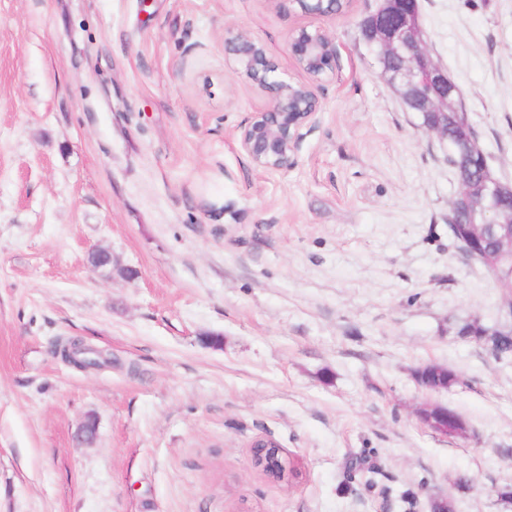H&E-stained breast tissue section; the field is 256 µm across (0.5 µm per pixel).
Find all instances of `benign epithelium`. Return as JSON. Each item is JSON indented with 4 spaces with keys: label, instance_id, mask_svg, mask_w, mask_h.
Wrapping results in <instances>:
<instances>
[{
    "label": "benign epithelium",
    "instance_id": "7a95c632",
    "mask_svg": "<svg viewBox=\"0 0 512 512\" xmlns=\"http://www.w3.org/2000/svg\"><path fill=\"white\" fill-rule=\"evenodd\" d=\"M280 8L296 7L302 15L329 18L338 15L334 0H274ZM366 45L378 54V62L389 84L406 108L422 114V127L428 132L448 130V113L458 116L459 132L449 144L458 154L466 172L454 199V223L465 225L462 258L488 252L493 262L509 265L512 278V185L484 174L485 154L471 130L468 112L457 85L432 56L426 46V31L420 13V0H380L378 8L360 22ZM288 51L296 66L308 76L298 82L278 73L266 46L246 31L225 39V53L236 69L253 80L266 96L265 107L252 113L238 129L237 140L254 165L263 170H287L295 164V151L302 130L314 123L320 110L315 84L328 78L336 64V45L320 27L301 25L288 36ZM91 349L75 343L69 362L86 367ZM417 416L433 432L456 435L464 421L446 407L426 403ZM264 448L252 450L254 466L273 470L276 479L287 471L282 450L269 440Z\"/></svg>",
    "mask_w": 512,
    "mask_h": 512
}]
</instances>
